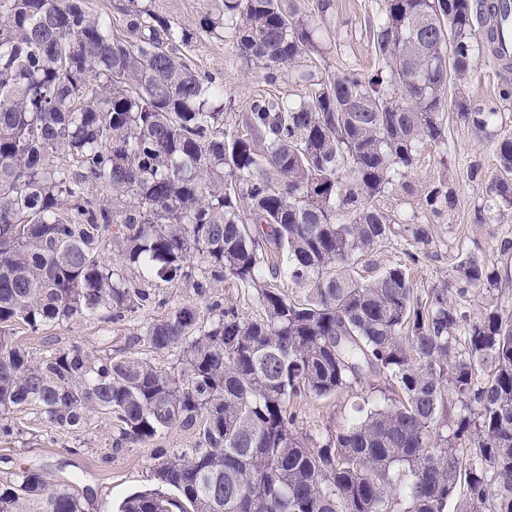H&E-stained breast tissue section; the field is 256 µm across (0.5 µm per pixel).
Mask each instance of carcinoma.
<instances>
[{
    "mask_svg": "<svg viewBox=\"0 0 512 512\" xmlns=\"http://www.w3.org/2000/svg\"><path fill=\"white\" fill-rule=\"evenodd\" d=\"M498 0H385L373 29L378 66L323 76L318 24L284 0H210L193 28L153 0H126L123 31L90 0H0V439L31 410L52 433L89 414L111 447L179 427L193 446L153 449L157 487L117 512H512V312L477 252L451 285L424 293L395 265L372 280L360 258L393 237L430 243L426 224L380 206L408 195L422 151L458 117L496 140L499 176L484 209L512 211V131L494 103L466 93L476 58L494 49ZM231 47L264 83L242 126L224 127V76L187 53ZM110 190L106 201L95 190ZM433 213L456 206L423 190ZM302 290L272 284L281 273ZM153 279L191 285L145 330L137 352L73 344L32 350L38 334L78 318L110 328L165 301ZM232 279L255 292L256 318L207 297ZM489 298L468 316L457 300ZM369 377L393 397L363 402L316 435L294 401L325 399ZM455 417L442 418L447 403ZM91 497L32 468L0 482V512H89Z\"/></svg>",
    "mask_w": 512,
    "mask_h": 512,
    "instance_id": "1",
    "label": "carcinoma"
}]
</instances>
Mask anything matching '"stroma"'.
Returning <instances> with one entry per match:
<instances>
[{"label": "stroma", "instance_id": "stroma-1", "mask_svg": "<svg viewBox=\"0 0 512 512\" xmlns=\"http://www.w3.org/2000/svg\"><path fill=\"white\" fill-rule=\"evenodd\" d=\"M384 0H331L330 8L316 21L326 52L320 67L336 72L346 69L371 71L377 65L373 48V28ZM188 57L202 72H220L224 75V122H239L249 99L264 90L263 71L256 66H245L232 49L218 40L198 43ZM512 84V73L502 74L497 63L479 57L471 75L468 96L471 103L496 102L506 127H512V99L502 100L500 92L505 84ZM448 143L432 148L429 155L413 169L410 180L418 192L412 196L394 193L382 198L384 208L396 214L401 221L429 225L432 242L416 247L412 240L401 237L376 247L362 263L367 275L375 276L385 268L407 262L410 254H418L419 262L411 269L415 288H437L451 280L458 257L465 252L482 253L502 274L495 290V302L512 311V213L491 215L487 223H480L478 210L487 184L497 175L495 141L477 136L460 122L455 108L444 114ZM478 168V176H471V168ZM446 183L457 195L454 211L434 215L426 209L419 194L429 184ZM165 307L153 306L129 318L118 330L104 332L100 324L77 319L47 329L29 337L33 349L46 344L67 347L73 344L88 349H122L128 346L157 366L165 368L173 361L171 355L152 352L145 339L149 321L162 317ZM367 383L353 386L349 391L326 399L305 397L295 404L300 429L311 434L324 432L346 423L359 396L368 394ZM23 434L19 438L0 440V480L9 479L22 468L44 470L49 481L66 482L77 489H91L94 507L119 505L128 495L155 488L151 470L152 444H141L110 452L112 429L107 421L90 417L82 434L47 436L35 414L22 417ZM111 454V462H103L104 454Z\"/></svg>", "mask_w": 512, "mask_h": 512}]
</instances>
